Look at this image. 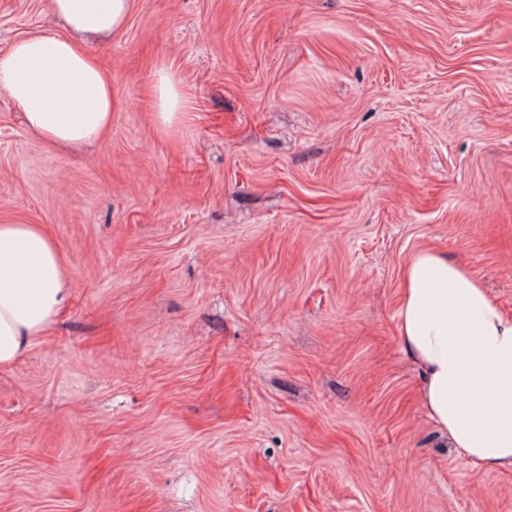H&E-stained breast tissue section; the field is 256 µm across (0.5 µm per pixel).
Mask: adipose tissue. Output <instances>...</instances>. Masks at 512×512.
Returning a JSON list of instances; mask_svg holds the SVG:
<instances>
[{
	"label": "adipose tissue",
	"mask_w": 512,
	"mask_h": 512,
	"mask_svg": "<svg viewBox=\"0 0 512 512\" xmlns=\"http://www.w3.org/2000/svg\"><path fill=\"white\" fill-rule=\"evenodd\" d=\"M133 0H51L66 33L15 40L0 52V92L56 148L98 140L118 101L109 73L83 48L126 24ZM155 116H185L178 80L159 67ZM399 335L423 375L422 404L455 453L478 469L512 470V317L447 255L422 250L403 270ZM71 282L54 239L37 224H0V367L14 364L68 306Z\"/></svg>",
	"instance_id": "obj_1"
}]
</instances>
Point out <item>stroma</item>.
Returning a JSON list of instances; mask_svg holds the SVG:
<instances>
[{"mask_svg":"<svg viewBox=\"0 0 512 512\" xmlns=\"http://www.w3.org/2000/svg\"><path fill=\"white\" fill-rule=\"evenodd\" d=\"M62 29L0 0V52ZM87 50L122 99L100 142L0 92V224L73 284L0 369V512H512L398 332L424 248L512 315V0H134ZM155 116L162 127H171L185 116V99L178 80L165 66H160L153 85Z\"/></svg>","mask_w":512,"mask_h":512,"instance_id":"1","label":"stroma"}]
</instances>
